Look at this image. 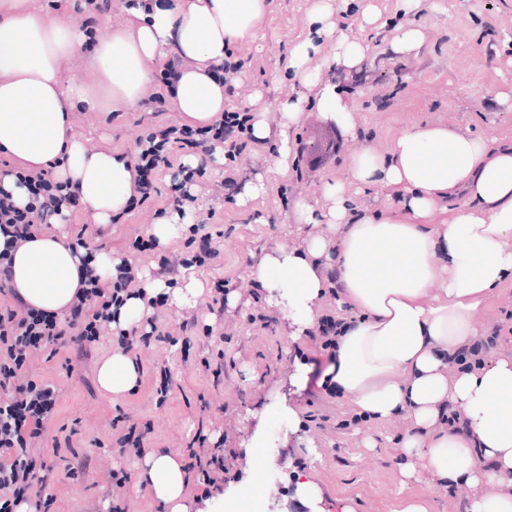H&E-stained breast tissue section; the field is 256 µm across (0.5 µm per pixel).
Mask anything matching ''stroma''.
Returning <instances> with one entry per match:
<instances>
[{
  "mask_svg": "<svg viewBox=\"0 0 512 512\" xmlns=\"http://www.w3.org/2000/svg\"><path fill=\"white\" fill-rule=\"evenodd\" d=\"M324 6L350 40L374 47L354 67L319 72L320 80L336 84L352 104V130L325 118L311 88L287 66L289 48L315 32L310 18ZM369 6L378 20L368 25L362 13ZM410 28L422 31V46L396 52L393 36ZM232 60L237 69L228 77L227 110L251 111L258 92L275 126L284 102H303V119L290 132L293 153L287 175L276 171L279 142L274 137L248 143L236 159L219 163L190 149H174L176 163L197 161L203 175L190 188L196 197L191 223L182 226L173 244L151 252L136 251L132 243L146 236L156 217L173 211L171 171L159 175L157 192L149 200L114 214L105 237L97 236L84 211L65 218L62 230L69 240L83 238L92 252L109 253L137 271H156L164 258L179 261L181 275H195L204 293L195 308L181 310L168 303L156 309L158 325L172 339L141 350L140 383L124 397L104 395L96 381L99 359L117 347L110 328H103L80 370L67 372L66 350L53 356L33 354L30 373L61 387L47 441L71 438L76 450L95 460V472L86 479L58 474L50 488L55 512H83L119 467L132 476L123 490L130 512H163L138 480L139 456L119 453L112 445V421L120 415L152 421V448L182 455L202 435L206 447L223 449L224 488L203 498V512L238 499L240 488L249 485L256 486L270 512H285L302 470L319 487L322 512L344 502L355 512H394L405 495L426 500L431 512H465L466 486L452 496L424 473L403 483L401 442L413 428L411 419L400 414L381 422L360 415L343 394H327L322 384L331 361L317 330L293 335L288 320L272 305L270 290L250 284L249 274L271 249L298 245L300 202H322L326 186L345 177L353 153L367 147L385 151L401 131L421 123L512 140V102L497 100L503 87L512 86V0H416L409 8L401 0H271L264 38L236 45ZM162 91L160 83H153L150 98L127 112L75 109L74 130L89 145L132 151L148 129L183 125L172 104L157 103ZM330 133L339 141V151L319 169L309 170V153ZM258 181L264 182L265 193L238 205V197ZM204 236L211 239L213 258L202 267L187 266L194 253L189 240ZM223 293L239 299L214 312ZM475 320L483 334L500 329L498 349L511 351L512 284L497 289ZM187 321L193 324L188 331L182 328ZM208 362L223 364V382H215L205 370ZM163 368L170 371L174 386L160 404L154 385ZM257 445L264 455L260 468L251 458ZM268 465L277 468L276 479L266 477Z\"/></svg>",
  "mask_w": 512,
  "mask_h": 512,
  "instance_id": "1",
  "label": "stroma"
}]
</instances>
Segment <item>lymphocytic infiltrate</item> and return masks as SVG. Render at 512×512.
Here are the masks:
<instances>
[{
  "mask_svg": "<svg viewBox=\"0 0 512 512\" xmlns=\"http://www.w3.org/2000/svg\"><path fill=\"white\" fill-rule=\"evenodd\" d=\"M245 112L225 111L223 119L206 128L189 125L159 127L141 136L134 150L137 194L129 204L137 206L156 190V179L163 169H174L173 204L183 208L192 202L188 186L195 173L186 166H175L171 144L210 153L223 147L228 159L245 149L244 135L251 129ZM17 184L27 188L32 205L20 208L9 196L0 194V234L5 250L0 251V288L8 289L11 265L9 249L33 239L38 223L63 209H77L78 196L69 183L55 180L51 171L30 174L15 171ZM134 275L124 263L109 287H102L94 271L81 278L75 300L63 315L40 310L12 294L0 306V512H54L55 499L48 488L57 475L55 459L60 446L46 447V428L56 413L59 389L55 384L28 377L29 357L40 348L71 347L76 361L88 357L87 346L96 342L103 326L110 323L125 300Z\"/></svg>",
  "mask_w": 512,
  "mask_h": 512,
  "instance_id": "lymphocytic-infiltrate-1",
  "label": "lymphocytic infiltrate"
}]
</instances>
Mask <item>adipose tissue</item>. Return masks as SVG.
<instances>
[{
  "label": "adipose tissue",
  "instance_id": "ef3b65f1",
  "mask_svg": "<svg viewBox=\"0 0 512 512\" xmlns=\"http://www.w3.org/2000/svg\"><path fill=\"white\" fill-rule=\"evenodd\" d=\"M269 0H174L166 8H133L125 24L107 27L87 84H64L62 71L84 47L70 23L0 0V155L22 169L52 171L69 181L95 223L106 224L134 193L131 154L88 147L70 114L136 108L151 88L150 66L182 61L171 102L185 120L210 126L224 115L227 90L212 77L236 42L257 40ZM347 174L321 207L301 205L304 224L328 225L331 238L276 249L252 279L275 291L296 332L310 328L327 288L360 317L337 340L329 373L348 402L376 419L406 413L414 427L402 443L439 486L472 489L466 512H512V354L450 373L448 356L479 339L474 313L512 281V142L443 124L403 130L386 153L349 157ZM396 193V210H348L353 189ZM446 220H438V213ZM81 251L45 232L12 254V288L30 305L62 311L80 282ZM140 366L115 350L97 369L100 390L132 391ZM453 407L468 426L460 435L442 421ZM142 476L166 512H191V478L166 448L146 451Z\"/></svg>",
  "mask_w": 512,
  "mask_h": 512
}]
</instances>
